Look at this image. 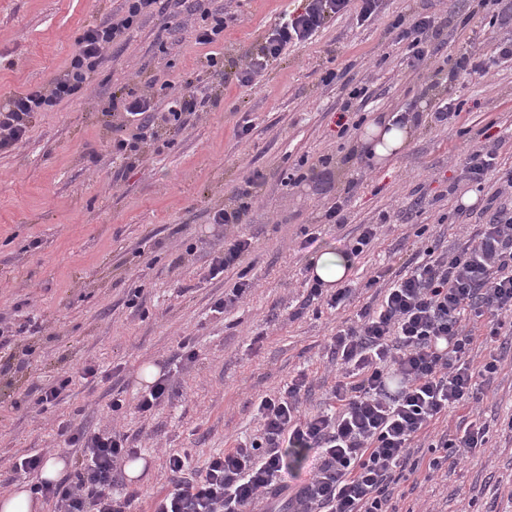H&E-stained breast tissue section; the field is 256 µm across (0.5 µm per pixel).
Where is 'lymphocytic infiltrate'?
<instances>
[{
	"mask_svg": "<svg viewBox=\"0 0 512 512\" xmlns=\"http://www.w3.org/2000/svg\"><path fill=\"white\" fill-rule=\"evenodd\" d=\"M160 2L121 0L115 15L77 37L63 75L0 103V152L25 140L37 113L84 95L105 51L121 48ZM378 7L379 0H304L284 14L257 51L246 53L234 73L236 83H251L289 46L310 40L336 16L351 12L367 20ZM396 30L410 63L423 64L437 53L441 28L433 15L416 14ZM197 105L186 87L170 92L162 112L150 95L125 85L113 90L110 108L118 124L112 152L137 158L142 143L159 141V127L179 133L183 114ZM261 185L259 173L247 175L236 189L235 205L215 212L214 223H244ZM368 283L380 288L375 303L332 338L342 371L329 408L303 410L301 394L309 381L293 378L260 399L257 435L211 456L204 473H189L187 456L169 455L178 483L153 500L152 512H277L281 501L288 512H390L393 487L415 469L414 450L429 438L431 426L479 402L480 379L498 371L500 355L490 354L481 364L472 355L475 340L494 346L498 325H488L477 339L464 320L487 310L512 316V209L494 210L488 224L453 252L416 247L402 270L375 272ZM66 444L81 451L74 474L55 486L34 483L32 491L55 498L57 512H84L89 499L97 512H129L130 500L112 495L116 472L136 454L127 435L72 431ZM290 447L316 452L311 476L295 488L286 477Z\"/></svg>",
	"mask_w": 512,
	"mask_h": 512,
	"instance_id": "obj_1",
	"label": "lymphocytic infiltrate"
}]
</instances>
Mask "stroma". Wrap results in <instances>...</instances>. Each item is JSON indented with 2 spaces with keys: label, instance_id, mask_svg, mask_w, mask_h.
<instances>
[{
  "label": "stroma",
  "instance_id": "obj_1",
  "mask_svg": "<svg viewBox=\"0 0 512 512\" xmlns=\"http://www.w3.org/2000/svg\"><path fill=\"white\" fill-rule=\"evenodd\" d=\"M195 1L144 20L121 51L106 53L84 96L39 113L26 140L0 154V326L11 332L0 343V497L36 480L13 471L19 457L59 455L78 467L61 427L113 428L128 435L145 467L134 481L120 475L112 492L133 496V512H148L152 498L172 488L169 453L187 454L191 470L202 471L211 455L254 434L260 398L298 372L314 381L305 407H322L337 369L330 338L374 297L366 285L374 270L399 269L418 239L442 250L460 245L459 206L473 225L485 223L489 198L512 207V193L501 190L512 172V60L495 51L512 38V22L500 18L512 15V0L481 10L473 0H380L371 20L336 17L246 87L201 61L209 52L237 60L258 47L285 0H199L238 16L210 46L195 41ZM118 5L0 0V102L60 75L81 30ZM422 9L436 15L443 44L428 64L412 67L391 25ZM467 50L482 56L488 74L449 80ZM166 82L193 83L202 100L184 114L174 144L145 146L133 166L113 157V89L149 85L162 107ZM357 86L367 90L360 105L349 98ZM446 96L462 105L457 124L413 129L406 151L373 164L364 142L371 120L430 112ZM490 121L498 164L479 189L463 179L461 161L483 143ZM91 148L99 155L94 165ZM255 170L264 183L245 223L213 224ZM302 172L306 180L294 182ZM348 187L347 224L318 225ZM362 224L378 225V239L353 266L359 286L347 306L308 301L305 232L318 233V249L339 248ZM242 233L253 236V251L240 268L210 277L213 252ZM243 272L254 290L215 314L214 302ZM135 292L138 304L128 307ZM187 336L198 353L190 364L175 358ZM85 362L101 370L94 381H75L54 406L38 405L40 387ZM146 364L174 381L172 399L148 417L135 410ZM116 399L124 408L115 414ZM475 420L489 428L488 447L435 472L428 469L434 450L419 448L416 471L393 491L397 512H512V358L501 361L487 398L434 429Z\"/></svg>",
  "mask_w": 512,
  "mask_h": 512
}]
</instances>
